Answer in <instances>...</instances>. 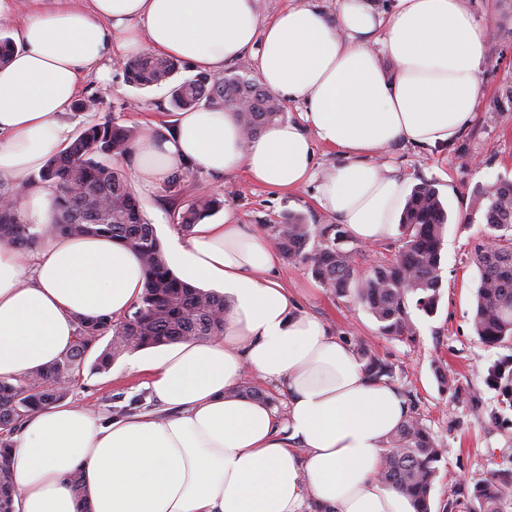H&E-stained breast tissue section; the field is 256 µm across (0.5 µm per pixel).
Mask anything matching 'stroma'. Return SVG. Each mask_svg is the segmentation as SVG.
<instances>
[{
  "mask_svg": "<svg viewBox=\"0 0 512 512\" xmlns=\"http://www.w3.org/2000/svg\"><path fill=\"white\" fill-rule=\"evenodd\" d=\"M464 4L493 29L484 48V96L475 118L452 145L428 149L401 141L381 156L409 185H434L448 211L442 298L436 314L413 312L416 337L402 342L380 334L376 320L353 297L324 288L306 263L282 259L273 272L304 310L327 324L332 335L352 346L366 343L394 364L393 385L445 450L431 491L432 512H442L459 484L512 469V409L502 404L498 390L485 380L489 365L512 356V342L490 348L473 332V292L479 280L473 254L475 246L483 243L484 232L481 222L462 221L474 192L502 179L512 180V0H464ZM127 63L126 56L115 55L110 80L92 74L83 79L81 94L95 98L98 109L70 113L73 128L109 118L128 127L167 130L171 117L167 88L127 85ZM184 193L223 195L222 211L208 218L212 224L223 223L230 214L259 231L291 212L304 215L318 229L337 221L317 204L314 185L286 192L254 184L241 171L220 178L190 171ZM400 239L396 231L371 245L347 238L341 247L356 252L357 270L362 273L393 258ZM439 367L447 374L449 387L437 381ZM145 380L144 374L130 371L127 357L122 356L108 372L83 370L67 399L105 419L131 411L160 412Z\"/></svg>",
  "mask_w": 512,
  "mask_h": 512,
  "instance_id": "1",
  "label": "stroma"
}]
</instances>
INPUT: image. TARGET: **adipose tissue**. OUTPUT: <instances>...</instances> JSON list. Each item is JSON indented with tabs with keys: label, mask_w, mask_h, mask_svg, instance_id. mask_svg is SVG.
Listing matches in <instances>:
<instances>
[{
	"label": "adipose tissue",
	"mask_w": 512,
	"mask_h": 512,
	"mask_svg": "<svg viewBox=\"0 0 512 512\" xmlns=\"http://www.w3.org/2000/svg\"><path fill=\"white\" fill-rule=\"evenodd\" d=\"M14 20L15 49L0 65V181L23 187L27 223L53 224L56 191L32 175L72 139L66 116L83 78L108 79L114 53L147 47L221 74L253 57L264 88L301 102L300 122L246 136L231 109L177 113L164 136L144 133L124 159L144 199L175 171H237L292 190L316 181L319 206L369 245L398 224L405 181L377 158L400 140L452 144L483 97L488 26L463 0H398L381 17L368 0H338L335 19L303 5L260 22L257 0H42ZM393 63L385 73L382 58ZM344 163L314 179V146ZM189 281L224 290V333L188 340L161 359L135 362L170 416L109 420L62 401L28 416L12 438L14 512H414L379 479L383 443L409 407L373 379L352 348L300 310L269 278L278 255L232 216L194 225L164 250ZM144 286L140 257L101 236L45 234L33 261L0 244V380L57 360L77 323L118 318ZM284 381L277 419L238 395L245 373ZM81 473L84 493L67 479Z\"/></svg>",
	"instance_id": "ef3b65f1"
}]
</instances>
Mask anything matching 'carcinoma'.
<instances>
[{
	"label": "carcinoma",
	"instance_id": "carcinoma-1",
	"mask_svg": "<svg viewBox=\"0 0 512 512\" xmlns=\"http://www.w3.org/2000/svg\"><path fill=\"white\" fill-rule=\"evenodd\" d=\"M179 59L143 54L126 66V82L135 88L169 87L171 111L199 106L230 108L248 135L282 116L279 100L251 78L230 71L222 76L197 73L179 82ZM142 131L110 119L80 127L72 142L47 160L34 176L52 184L58 209L51 231L73 236H107L135 251L145 271V288L135 311L121 320H81L73 345L59 359L15 383L0 381V512H13L11 436L38 409L62 401L69 385L82 373L88 356L104 336L107 345L90 370H109L117 358L147 348L185 340H204L224 333V295L198 288L177 277L166 262L155 228L147 220L127 176L112 161L129 154ZM188 171L171 175L167 197L176 201ZM22 189L0 182V243L27 251L40 232L24 222L17 210ZM220 195H201L181 203L173 213L184 231L220 209ZM480 215L487 235L499 244L494 250L477 249L480 279L474 293L472 327L488 347L512 342V181H499L478 190L471 201L468 222ZM448 224L439 193L431 184L413 188L403 211L402 244L392 261L371 273L355 277L351 251L336 246L340 230L333 224L317 230L299 213H289L277 224L266 225V238L283 259L310 264L315 279L339 295L353 296L379 323L385 336L412 341L416 336L410 307L426 315L436 312L441 299L442 248ZM323 244L309 253L310 239ZM364 370L375 379L394 377L393 364L364 346L356 349ZM487 378L512 407V359L487 368ZM380 480L404 493L415 512H430V492L438 473L443 448L414 411L385 440ZM512 495V471L502 470L462 485L446 512H502Z\"/></svg>",
	"mask_w": 512,
	"mask_h": 512
}]
</instances>
